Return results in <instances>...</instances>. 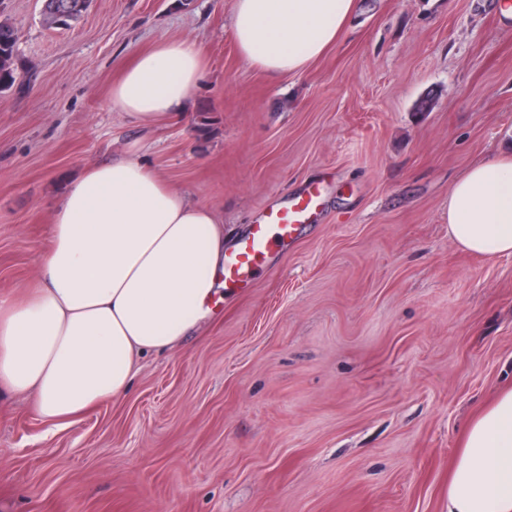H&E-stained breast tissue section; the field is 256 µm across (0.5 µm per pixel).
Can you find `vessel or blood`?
<instances>
[{"label":"vessel or blood","mask_w":512,"mask_h":512,"mask_svg":"<svg viewBox=\"0 0 512 512\" xmlns=\"http://www.w3.org/2000/svg\"><path fill=\"white\" fill-rule=\"evenodd\" d=\"M322 198V187L313 182L291 195L287 205L268 206L259 222L249 225L225 253V288L247 287L276 253L287 250L304 225L317 222Z\"/></svg>","instance_id":"1"}]
</instances>
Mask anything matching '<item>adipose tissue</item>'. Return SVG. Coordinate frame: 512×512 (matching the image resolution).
Listing matches in <instances>:
<instances>
[{
    "label": "adipose tissue",
    "instance_id": "ef3b65f1",
    "mask_svg": "<svg viewBox=\"0 0 512 512\" xmlns=\"http://www.w3.org/2000/svg\"><path fill=\"white\" fill-rule=\"evenodd\" d=\"M354 0H233L239 53L270 74L302 72L338 39ZM204 61L162 38L112 87L147 122L184 108ZM461 249L512 255V155L471 166L448 195ZM224 224L135 154L86 167L55 207L49 247L23 297H0V387L31 393L40 415L72 422L123 396L137 357L177 347L210 312ZM448 512H512V388L476 414L448 476Z\"/></svg>",
    "mask_w": 512,
    "mask_h": 512
}]
</instances>
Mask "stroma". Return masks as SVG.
I'll return each mask as SVG.
<instances>
[{"instance_id": "obj_1", "label": "stroma", "mask_w": 512, "mask_h": 512, "mask_svg": "<svg viewBox=\"0 0 512 512\" xmlns=\"http://www.w3.org/2000/svg\"><path fill=\"white\" fill-rule=\"evenodd\" d=\"M233 0H93L70 28L0 0V295L30 288L83 168L135 150L233 243L311 182L317 224L122 397L73 423L0 389V512H447L476 411L512 385V255L448 237V194L512 152L507 0H356L296 74L240 55ZM205 60L187 108L135 122L113 84L158 39ZM18 34L14 27L4 21L0 23V91L11 89L17 78L20 63Z\"/></svg>"}]
</instances>
